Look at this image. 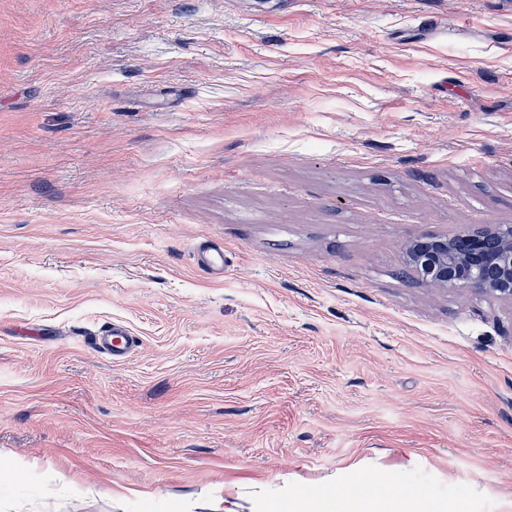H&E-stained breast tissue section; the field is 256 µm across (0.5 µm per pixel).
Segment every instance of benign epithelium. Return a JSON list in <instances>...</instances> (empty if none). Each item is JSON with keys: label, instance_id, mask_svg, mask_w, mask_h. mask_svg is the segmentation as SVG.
Here are the masks:
<instances>
[{"label": "benign epithelium", "instance_id": "7a95c632", "mask_svg": "<svg viewBox=\"0 0 512 512\" xmlns=\"http://www.w3.org/2000/svg\"><path fill=\"white\" fill-rule=\"evenodd\" d=\"M408 265L432 288L512 300V225L491 224L452 236L421 235L403 246Z\"/></svg>", "mask_w": 512, "mask_h": 512}]
</instances>
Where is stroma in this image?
Returning <instances> with one entry per match:
<instances>
[{"label": "stroma", "instance_id": "1", "mask_svg": "<svg viewBox=\"0 0 512 512\" xmlns=\"http://www.w3.org/2000/svg\"><path fill=\"white\" fill-rule=\"evenodd\" d=\"M485 224L512 0H0L11 512H280L399 470L512 512V302L401 249ZM193 256L197 267L204 273L215 279L224 277V247L201 240L198 242ZM95 342L98 348L112 357V360H123L136 346L134 336L123 324H112V328L103 336H97Z\"/></svg>", "mask_w": 512, "mask_h": 512}]
</instances>
